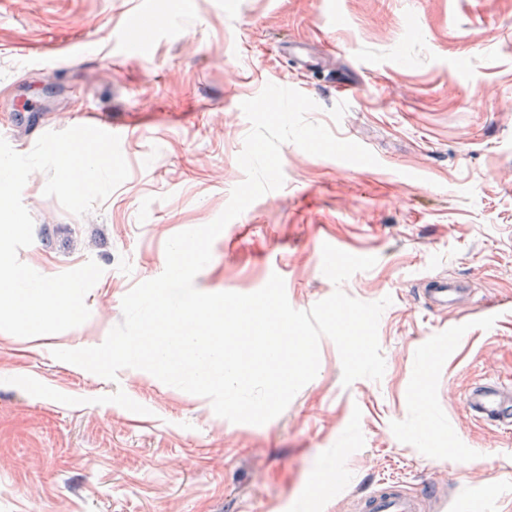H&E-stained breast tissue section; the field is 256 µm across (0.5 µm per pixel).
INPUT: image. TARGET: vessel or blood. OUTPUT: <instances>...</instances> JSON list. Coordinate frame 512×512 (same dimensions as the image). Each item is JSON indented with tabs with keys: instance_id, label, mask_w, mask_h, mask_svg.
I'll return each mask as SVG.
<instances>
[{
	"instance_id": "obj_1",
	"label": "vessel or blood",
	"mask_w": 512,
	"mask_h": 512,
	"mask_svg": "<svg viewBox=\"0 0 512 512\" xmlns=\"http://www.w3.org/2000/svg\"><path fill=\"white\" fill-rule=\"evenodd\" d=\"M422 291L432 306L445 310L457 304L464 286L451 277H435L424 282ZM465 401L470 412L486 424H512V385L478 384L468 391ZM436 499L435 488L416 493L399 481L384 479L354 496L350 512H427L428 504Z\"/></svg>"
}]
</instances>
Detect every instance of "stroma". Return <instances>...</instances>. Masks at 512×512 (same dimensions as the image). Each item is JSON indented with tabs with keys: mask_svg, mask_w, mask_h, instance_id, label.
Wrapping results in <instances>:
<instances>
[{
	"mask_svg": "<svg viewBox=\"0 0 512 512\" xmlns=\"http://www.w3.org/2000/svg\"><path fill=\"white\" fill-rule=\"evenodd\" d=\"M147 17L157 29L130 45ZM344 79L358 89L342 104ZM269 83L299 87L311 121L378 163L284 144L283 186L226 225L194 285L252 293L277 270L307 310L335 290L323 240L376 257L342 289L392 299L382 379L343 386L322 338L316 377L256 426L143 370L110 381L56 360L103 343L125 294L163 272L167 239L223 211L245 179L241 104ZM35 108L49 131L107 114L128 133L129 176L81 217L44 196L45 173L23 189L20 260L103 274L80 326L0 331V512H347L382 479L512 512V427L464 403L473 383L512 382V0H0V137L22 154ZM432 276L464 284L456 309L428 306Z\"/></svg>",
	"mask_w": 512,
	"mask_h": 512,
	"instance_id": "35a3bbf8",
	"label": "stroma"
}]
</instances>
